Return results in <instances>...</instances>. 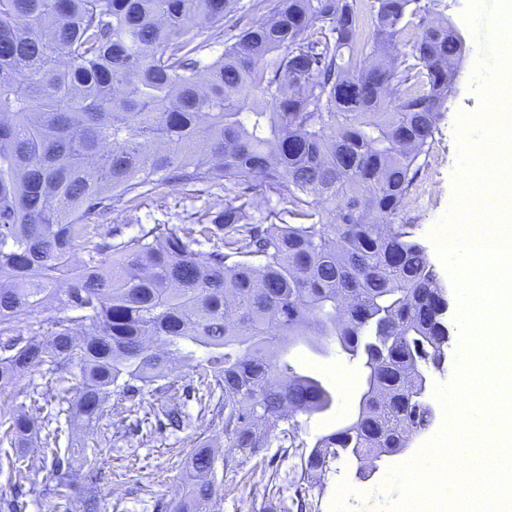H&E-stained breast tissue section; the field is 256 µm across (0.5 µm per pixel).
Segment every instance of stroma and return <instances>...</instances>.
<instances>
[{"label":"stroma","instance_id":"obj_1","mask_svg":"<svg viewBox=\"0 0 512 512\" xmlns=\"http://www.w3.org/2000/svg\"><path fill=\"white\" fill-rule=\"evenodd\" d=\"M430 15L450 20L465 39L466 56L459 69L456 89L448 108L438 122L428 163L422 169L404 221L413 224L417 240L425 248L432 267L443 284L451 279L436 250V225L449 212L453 196V171L458 159L456 126L460 114L479 110L481 100L477 87L485 79L479 69V41L465 15L468 0H420ZM223 191L196 199L184 197L180 188L162 187L153 203L141 210L121 216L126 233L141 224H177L191 222L194 213L209 208L223 199ZM297 373L319 379L333 394L332 408L322 415H297L296 428L277 434L261 457L237 469H225L223 460L236 456L224 439L221 423L200 424L181 431L160 426L157 417L134 414L127 419L112 417L111 448L97 449L101 433L75 424L66 428L65 438L82 443L86 458L75 464L70 477L71 512H82L84 475L88 468L98 469L101 479L98 491L100 512H159V503H170L185 491L184 471L197 444L207 441L216 450L215 481L220 496L214 512H284L294 495L286 481L300 473V453L310 451L316 440L349 424L358 413L359 398L365 387L366 370L358 359L349 358L338 346L317 353L306 346L291 349L287 356ZM59 391L53 375L29 371L12 385L0 389V409L7 411L26 402L31 389ZM443 408H436L433 423L416 438L407 455L384 457L373 478L359 479L355 470L344 469L342 461H334L322 477L321 488L308 492L316 512H373L398 498L395 483L388 478L391 468L402 465L406 457L419 456L423 445L433 438L445 423Z\"/></svg>","mask_w":512,"mask_h":512}]
</instances>
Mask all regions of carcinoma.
Segmentation results:
<instances>
[{
    "label": "carcinoma",
    "mask_w": 512,
    "mask_h": 512,
    "mask_svg": "<svg viewBox=\"0 0 512 512\" xmlns=\"http://www.w3.org/2000/svg\"><path fill=\"white\" fill-rule=\"evenodd\" d=\"M0 0V387L43 367L69 383L67 418L97 429L108 403L148 386L220 400L240 457L270 447L280 424L321 414L332 393L287 360L332 343L367 369L354 421L317 439L302 472L407 447L434 415L414 398L437 364L443 285L411 224L396 220L427 165L464 53L448 20L419 0ZM418 30L410 43L405 28ZM224 33V51L202 52ZM224 190L194 224L106 233L163 186ZM274 195L278 210L269 205ZM334 208H328V205ZM295 220L284 222L282 215ZM88 260L70 273L71 257ZM53 302L69 311L15 323ZM44 392L0 412L13 448L42 433L52 456L43 496L68 508L63 427ZM169 425L192 423L178 402ZM15 482L42 472L0 448ZM216 456L206 442L170 512H212ZM174 374L179 376V384L186 387L185 393L183 394V391L181 390L178 392V395L183 394L180 398L181 402L185 403L186 412H188L194 420L200 410V405L196 402L195 398L192 397L193 391L191 389L194 385H196V377L192 374V372H188V370L181 367L176 369ZM188 392L191 394L189 397Z\"/></svg>",
    "instance_id": "cac0c4a2"
}]
</instances>
